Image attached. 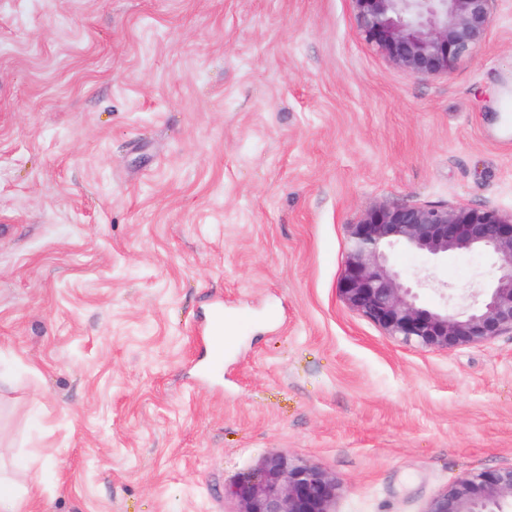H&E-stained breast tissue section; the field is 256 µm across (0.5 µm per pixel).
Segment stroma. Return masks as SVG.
<instances>
[{"instance_id":"obj_1","label":"stroma","mask_w":512,"mask_h":512,"mask_svg":"<svg viewBox=\"0 0 512 512\" xmlns=\"http://www.w3.org/2000/svg\"><path fill=\"white\" fill-rule=\"evenodd\" d=\"M491 13L417 77L352 0H0V478L29 512H238L275 453L335 512H425L512 466V335L421 350L338 292L373 205L512 211V0ZM392 261L427 307L498 277Z\"/></svg>"}]
</instances>
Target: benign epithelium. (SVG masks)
Segmentation results:
<instances>
[{"label":"benign epithelium","mask_w":512,"mask_h":512,"mask_svg":"<svg viewBox=\"0 0 512 512\" xmlns=\"http://www.w3.org/2000/svg\"><path fill=\"white\" fill-rule=\"evenodd\" d=\"M365 40L415 76L449 73L470 57L492 24V0H352ZM350 247L338 283L352 309L407 346L448 351L512 333V212L467 206L379 204L349 226ZM440 257L450 251L492 256L495 284L476 294L443 289L427 308L391 262L395 247ZM336 480L317 466L276 454L233 487L239 512H334ZM512 466L468 475L430 500L425 512H508Z\"/></svg>","instance_id":"1"}]
</instances>
